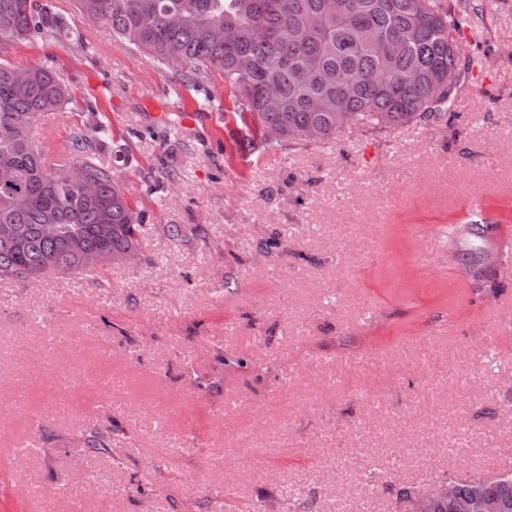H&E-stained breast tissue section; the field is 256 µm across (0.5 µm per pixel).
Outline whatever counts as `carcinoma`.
<instances>
[{"instance_id": "obj_1", "label": "carcinoma", "mask_w": 512, "mask_h": 512, "mask_svg": "<svg viewBox=\"0 0 512 512\" xmlns=\"http://www.w3.org/2000/svg\"><path fill=\"white\" fill-rule=\"evenodd\" d=\"M74 8L163 67L198 82L223 72L260 150L323 142L350 122L379 133L413 122L438 128L474 66L459 45L469 9L452 12L440 0H74ZM69 31V16L47 3L0 0V47ZM70 99L54 66L33 65L22 78L0 58V231H11L0 235V280L92 273L140 250L150 230L118 175L124 145L94 127L49 162L35 143L44 115ZM68 165L86 171L90 192L55 180ZM494 263L478 244L466 267L479 282ZM82 441L108 455L112 432L90 430ZM478 482L500 512H512V473L455 477L454 501L435 497L431 512H466Z\"/></svg>"}]
</instances>
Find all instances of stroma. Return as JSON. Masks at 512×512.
<instances>
[{
  "label": "stroma",
  "instance_id": "35a3bbf8",
  "mask_svg": "<svg viewBox=\"0 0 512 512\" xmlns=\"http://www.w3.org/2000/svg\"><path fill=\"white\" fill-rule=\"evenodd\" d=\"M49 2L72 33L0 50L73 95L37 138L104 122L151 229L144 263L0 280V512H406L394 488L512 471V0L463 30L447 129L273 152L221 73L190 82ZM479 215L499 251L481 296L446 237ZM96 428L111 455L83 447Z\"/></svg>",
  "mask_w": 512,
  "mask_h": 512
}]
</instances>
